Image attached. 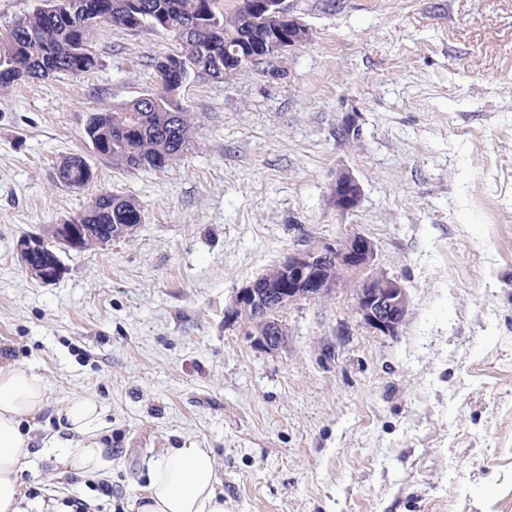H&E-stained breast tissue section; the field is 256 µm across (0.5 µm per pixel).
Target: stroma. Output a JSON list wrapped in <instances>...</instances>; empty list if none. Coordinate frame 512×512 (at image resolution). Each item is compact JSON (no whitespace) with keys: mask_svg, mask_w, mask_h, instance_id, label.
Here are the masks:
<instances>
[{"mask_svg":"<svg viewBox=\"0 0 512 512\" xmlns=\"http://www.w3.org/2000/svg\"><path fill=\"white\" fill-rule=\"evenodd\" d=\"M286 3L309 41L187 84L194 144L164 172L96 158L83 192L55 178L88 155L89 112L153 88L169 38L108 27L95 73L0 91V365L46 387L21 477L42 512L75 494L130 512L148 461L189 445L212 450L226 512H512V0ZM103 190L142 224L27 276L18 240L52 241ZM352 233L407 289L397 335L355 314L359 272L288 304L279 350L225 319L288 254ZM74 394L101 405L111 495L55 476ZM331 191L336 193L334 203L338 201L336 209L347 212L358 205L362 196V188L358 180L348 172H342L336 176L331 186Z\"/></svg>","mask_w":512,"mask_h":512,"instance_id":"35a3bbf8","label":"stroma"}]
</instances>
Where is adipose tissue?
Returning <instances> with one entry per match:
<instances>
[{
    "instance_id": "obj_1",
    "label": "adipose tissue",
    "mask_w": 512,
    "mask_h": 512,
    "mask_svg": "<svg viewBox=\"0 0 512 512\" xmlns=\"http://www.w3.org/2000/svg\"><path fill=\"white\" fill-rule=\"evenodd\" d=\"M46 404L43 381L12 366H0V512H27L20 476L32 464L31 437L23 423ZM75 451L59 460L60 475L101 477L106 463L99 442L100 408L87 394L69 397L59 411ZM147 484L131 502L132 512H224L216 459L207 448H167L149 464Z\"/></svg>"
}]
</instances>
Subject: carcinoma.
Segmentation results:
<instances>
[{"label":"carcinoma","mask_w":512,"mask_h":512,"mask_svg":"<svg viewBox=\"0 0 512 512\" xmlns=\"http://www.w3.org/2000/svg\"><path fill=\"white\" fill-rule=\"evenodd\" d=\"M59 14L48 21L39 7L0 28V90L10 89L28 79H48L59 75L82 77L102 66L93 43L103 25L130 33L161 32L182 46L181 29L189 13L209 28L215 47L192 55L191 63L211 79L224 81V34L243 20L240 8L224 13L223 0H139L131 12L129 0H56ZM101 21L91 26L89 36L81 27L87 16ZM164 19L171 27L159 26ZM151 104L133 100L100 108L89 114L85 124L88 139L98 140L96 157L112 161L127 170L171 168L192 143V122L181 101L172 98L167 80L156 79L155 88L145 92ZM88 159L74 155L58 165L56 178L69 188L87 179ZM80 225L78 249L104 242L105 233H116L123 224L142 223V212L135 199L110 191L97 193L75 217Z\"/></svg>","instance_id":"obj_1"}]
</instances>
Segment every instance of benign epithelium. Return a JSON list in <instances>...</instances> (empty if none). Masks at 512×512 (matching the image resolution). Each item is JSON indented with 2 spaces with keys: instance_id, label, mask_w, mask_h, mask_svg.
<instances>
[{
  "instance_id": "7a95c632",
  "label": "benign epithelium",
  "mask_w": 512,
  "mask_h": 512,
  "mask_svg": "<svg viewBox=\"0 0 512 512\" xmlns=\"http://www.w3.org/2000/svg\"><path fill=\"white\" fill-rule=\"evenodd\" d=\"M240 8L245 16L259 18L264 34L256 38L241 32L224 40L226 76L238 73L246 61L258 54L276 56L310 38L308 28L288 14L285 0H245ZM179 61L181 58L178 55L164 53L158 57L156 69L160 76L167 78L176 73ZM331 191L336 193L337 209L343 212L356 208L362 196L360 183L348 172L336 176ZM78 236V225L68 221L56 225L55 238L59 244L73 247ZM24 248L31 256H49L44 282L52 283L59 279L62 263L55 246L36 235H29L24 238ZM374 257L375 243L360 233L334 245L294 252L288 256V264L276 280L266 284L252 282L237 294L234 305L226 310L225 316L232 318L242 310L262 316L268 328L265 333L258 335L256 342L265 350H276L283 342L284 333L279 321L269 319L271 304L284 299L291 303L328 295L334 286V278L324 274L325 262L329 259L338 273L362 272L371 268ZM354 307L355 314L370 328L383 335L394 336L408 313L409 296L400 279L384 273H371L355 289Z\"/></svg>"
}]
</instances>
